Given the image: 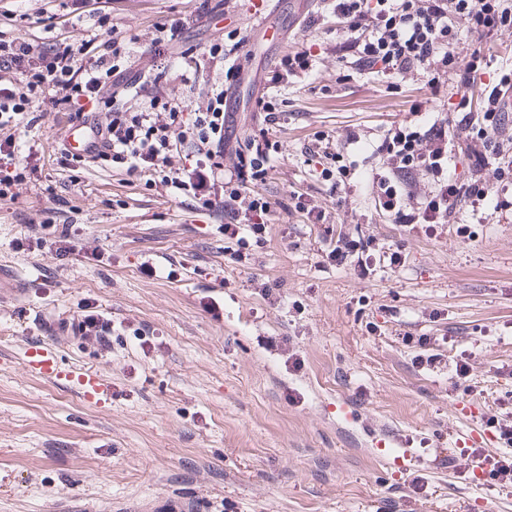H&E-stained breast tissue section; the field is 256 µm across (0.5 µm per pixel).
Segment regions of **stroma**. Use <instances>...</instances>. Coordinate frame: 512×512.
<instances>
[{
    "mask_svg": "<svg viewBox=\"0 0 512 512\" xmlns=\"http://www.w3.org/2000/svg\"><path fill=\"white\" fill-rule=\"evenodd\" d=\"M224 2L232 53L248 60L247 111L257 71L312 55L309 74L265 90L288 114L267 193L306 192L328 223L400 248L405 263L364 278L333 267L318 226L283 212L231 263L222 226L192 202L105 167L60 172L52 133L67 117L48 112L28 135L42 172L0 210V512H512V486L477 474L464 439L477 428L485 453L512 451L491 425L512 421V204L459 202L451 221L469 239L430 238L378 215L372 191L387 131L444 111L456 135L460 98L481 111L485 85L512 66V34L484 42L483 81L462 97L355 63L327 6L299 25L279 10L262 31L251 0ZM111 6L139 49L154 23L194 11L192 0ZM223 80L211 63L194 86L153 92L203 110ZM350 132L359 143L346 145ZM320 134L343 144L349 188L321 178L308 152ZM51 187L78 211L63 230L40 226ZM41 236L75 250L38 251ZM88 304L112 320L109 350L46 328ZM411 336L434 338L435 365L418 362ZM32 344L61 369H97L110 400L29 372Z\"/></svg>",
    "mask_w": 512,
    "mask_h": 512,
    "instance_id": "35a3bbf8",
    "label": "stroma"
}]
</instances>
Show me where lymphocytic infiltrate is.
Wrapping results in <instances>:
<instances>
[{
    "label": "lymphocytic infiltrate",
    "mask_w": 512,
    "mask_h": 512,
    "mask_svg": "<svg viewBox=\"0 0 512 512\" xmlns=\"http://www.w3.org/2000/svg\"><path fill=\"white\" fill-rule=\"evenodd\" d=\"M333 13L360 60L367 66L404 76L423 73L432 89L451 81L463 91L481 78L487 65L479 45L512 33V7L506 0H333ZM48 38L32 40L19 30L0 29V204L14 203L27 190L38 167L21 135L40 124L44 105L80 123L101 149L83 156L56 140L54 160L62 171L96 164L131 178L155 177L175 198H187L224 219V235L233 240L231 261L246 259L250 248L267 240L268 218L291 209L320 223L327 259L353 267L361 277L378 268L403 266L400 249L376 246L334 231L308 194L293 190L282 200L263 191L280 152L275 135L288 119L273 99H258L262 126L241 140L228 123L223 92L213 93L207 110L191 112L185 103L157 97L145 111L131 112L125 99L132 91L177 78L165 51L186 43L182 68L200 71L204 61L224 58V41H195L189 18L153 26L148 66L131 54L122 25L114 23L103 0H73L71 13L56 14L46 26ZM466 31L476 47L460 62L458 33ZM181 68V69H182ZM512 90V72L488 87L482 112L464 117V151L472 162L469 179L448 175L447 118L428 126L399 124L378 150L386 166L372 178L379 214L408 230L435 236L446 228L457 202L480 205L512 190V116L500 100ZM105 113L106 124L95 117ZM180 155L185 164L167 161ZM60 330L84 342L108 348L112 321L86 310L79 318L59 319Z\"/></svg>",
    "instance_id": "f902f5d3"
}]
</instances>
